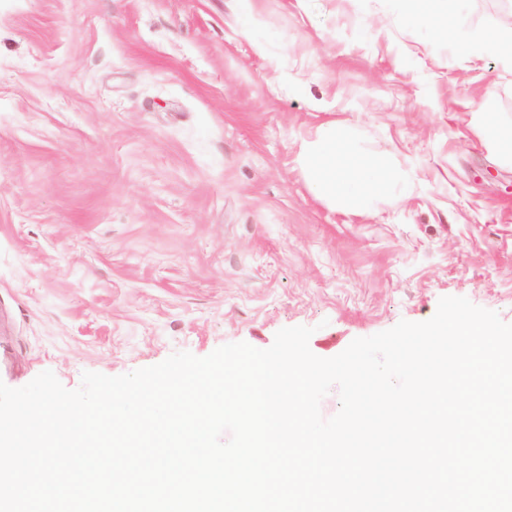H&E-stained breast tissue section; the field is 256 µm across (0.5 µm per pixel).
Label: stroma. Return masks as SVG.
I'll list each match as a JSON object with an SVG mask.
<instances>
[{
    "label": "stroma",
    "instance_id": "35a3bbf8",
    "mask_svg": "<svg viewBox=\"0 0 512 512\" xmlns=\"http://www.w3.org/2000/svg\"><path fill=\"white\" fill-rule=\"evenodd\" d=\"M400 0H0V382L118 376L308 326L311 351L464 297L512 323V67L401 26ZM463 34L512 32L464 0ZM400 175L316 197L331 121ZM492 100L487 98L481 108L479 127L498 153L512 157V129L499 127L494 119Z\"/></svg>",
    "mask_w": 512,
    "mask_h": 512
}]
</instances>
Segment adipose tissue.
Here are the masks:
<instances>
[{
    "instance_id": "1",
    "label": "adipose tissue",
    "mask_w": 512,
    "mask_h": 512,
    "mask_svg": "<svg viewBox=\"0 0 512 512\" xmlns=\"http://www.w3.org/2000/svg\"><path fill=\"white\" fill-rule=\"evenodd\" d=\"M459 0H404L398 20L409 27H427L438 37L454 41L457 50L502 56L507 39L490 31L478 37H456L451 21ZM299 163L317 197L344 209L362 207L386 197L391 182L383 160L359 149L351 126L332 121L300 148Z\"/></svg>"
}]
</instances>
